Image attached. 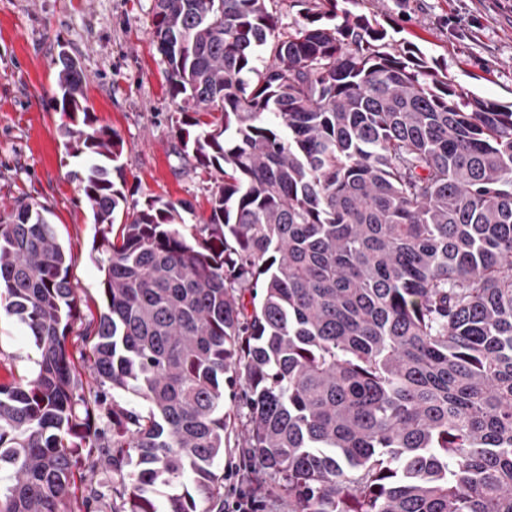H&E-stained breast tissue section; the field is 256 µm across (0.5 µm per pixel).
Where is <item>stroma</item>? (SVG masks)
I'll list each match as a JSON object with an SVG mask.
<instances>
[{
    "mask_svg": "<svg viewBox=\"0 0 512 512\" xmlns=\"http://www.w3.org/2000/svg\"><path fill=\"white\" fill-rule=\"evenodd\" d=\"M155 0H0V211L17 200L44 205L70 259L80 316L68 350L85 365L84 335L98 315L101 272L92 249L95 224L63 148L56 93L59 51L75 56L87 105L99 125L125 143L127 192L190 202V224L205 223L218 174L184 152L174 121L180 101L167 90L153 36ZM377 19L395 48L412 44L447 73L456 89L512 105V0H349ZM40 351L18 318L0 307V383L32 377Z\"/></svg>",
    "mask_w": 512,
    "mask_h": 512,
    "instance_id": "obj_1",
    "label": "stroma"
}]
</instances>
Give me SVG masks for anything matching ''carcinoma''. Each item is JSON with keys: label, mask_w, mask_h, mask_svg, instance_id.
<instances>
[{"label": "carcinoma", "mask_w": 512, "mask_h": 512, "mask_svg": "<svg viewBox=\"0 0 512 512\" xmlns=\"http://www.w3.org/2000/svg\"><path fill=\"white\" fill-rule=\"evenodd\" d=\"M269 2L155 0L178 137L222 174L189 234L190 203L114 182L123 140L59 52L64 148L98 226L99 394L69 357L80 311L47 208L18 200L0 212V301L41 359L0 384V512H77L84 448L119 475L87 504L224 512V385L241 380L244 466L290 512H512V106L390 52L336 0H298L291 30ZM107 386L147 413L107 406Z\"/></svg>", "instance_id": "obj_1"}]
</instances>
